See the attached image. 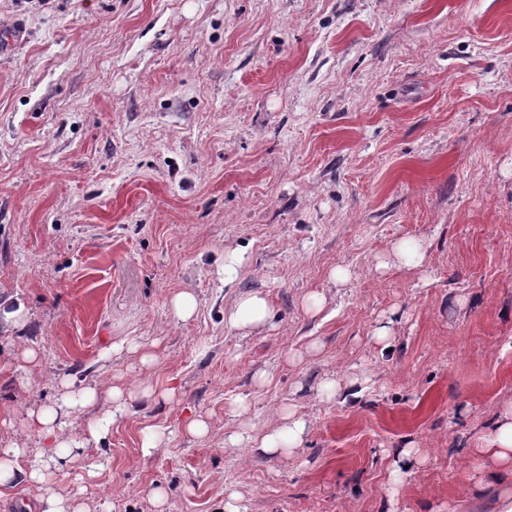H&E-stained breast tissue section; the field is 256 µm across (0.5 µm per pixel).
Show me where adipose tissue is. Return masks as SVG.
Returning a JSON list of instances; mask_svg holds the SVG:
<instances>
[{
	"instance_id": "1",
	"label": "adipose tissue",
	"mask_w": 512,
	"mask_h": 512,
	"mask_svg": "<svg viewBox=\"0 0 512 512\" xmlns=\"http://www.w3.org/2000/svg\"><path fill=\"white\" fill-rule=\"evenodd\" d=\"M272 317L273 311L265 294L254 292L239 297L225 313L224 320L230 327L249 333L266 327ZM62 386L64 391L53 406L38 405L28 412L44 443L42 451L31 456L26 449L14 444L0 451V461L8 466L11 475L40 489L39 512H80L75 497L59 494L50 482L51 471L57 463L56 450H77L100 443L112 426L127 416L134 393L150 396L156 392L146 380L133 391L120 386L104 390L96 384L78 385L68 379L63 380ZM102 401L107 404L103 419L89 426L82 440L69 439L67 431L74 422L85 410ZM308 429V419L291 412L283 416L278 426L265 433L256 434L243 426L229 433L224 443L233 448H255L265 454H276L284 447L299 445ZM477 453L483 463L466 480L462 497L464 506L468 512H512V405L499 414L492 433Z\"/></svg>"
}]
</instances>
